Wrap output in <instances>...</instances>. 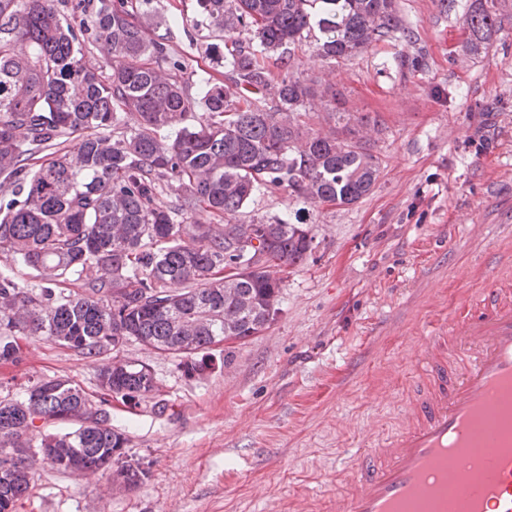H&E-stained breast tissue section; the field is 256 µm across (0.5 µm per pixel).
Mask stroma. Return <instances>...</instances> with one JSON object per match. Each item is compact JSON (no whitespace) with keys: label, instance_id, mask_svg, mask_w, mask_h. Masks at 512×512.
Listing matches in <instances>:
<instances>
[{"label":"stroma","instance_id":"stroma-1","mask_svg":"<svg viewBox=\"0 0 512 512\" xmlns=\"http://www.w3.org/2000/svg\"><path fill=\"white\" fill-rule=\"evenodd\" d=\"M503 28L478 52L464 49L457 16L440 0H397L413 31L419 71L379 72L396 46L380 42L345 65L344 111L376 121L367 144L373 191L348 205L310 207L287 193L256 197L243 223L291 212L306 220L313 251L272 265L282 298L260 335L224 344L193 376L179 360L138 343L121 357L149 366L156 391L136 407L104 409L147 472L128 490L37 460L17 512H323L336 472L394 431L416 372L419 337L477 299L500 273L488 261L499 227L512 225V0ZM177 26H170V17ZM142 24L166 37L195 88L215 78V31L198 0H153ZM97 363L47 341L0 363V400L36 381L64 378L91 399Z\"/></svg>","mask_w":512,"mask_h":512}]
</instances>
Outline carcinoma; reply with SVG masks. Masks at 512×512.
Here are the masks:
<instances>
[{
    "label": "carcinoma",
    "instance_id": "1",
    "mask_svg": "<svg viewBox=\"0 0 512 512\" xmlns=\"http://www.w3.org/2000/svg\"><path fill=\"white\" fill-rule=\"evenodd\" d=\"M150 2L98 0L76 27L55 0H0V253L41 281L36 292L0 270L1 363L20 360L23 340L94 361L131 340L201 371L206 360L195 355L257 336L276 316L281 282L267 263L293 265L312 250L290 213L250 224L237 215L266 193L349 205L376 184L373 156L349 126L300 139L316 91L297 76L296 51L312 39L334 68L377 42L411 39L396 0H200L233 49L224 78L197 93L179 77L183 63L163 68L166 44L145 38L139 15ZM448 11L472 51L501 28L497 0H448ZM19 39L30 47L24 55L14 50ZM88 39L107 68L83 61ZM271 56L278 73L265 66ZM379 66L416 70L421 59L397 53ZM130 116L137 125L127 129ZM167 188L174 199L165 203ZM196 211L226 224L185 223ZM255 242L254 266L234 270L236 252ZM66 282L89 293L56 294ZM98 380L110 398L156 390L141 363H102ZM89 406L70 380L36 383L21 399L0 400V448H55L73 463L114 459L124 485L139 486L145 471L123 461L127 438L107 412L86 414ZM39 415L68 429L43 434ZM30 470L0 478V501L24 498Z\"/></svg>",
    "mask_w": 512,
    "mask_h": 512
}]
</instances>
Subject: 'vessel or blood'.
I'll use <instances>...</instances> for the list:
<instances>
[{
	"label": "vessel or blood",
	"instance_id": "obj_1",
	"mask_svg": "<svg viewBox=\"0 0 512 512\" xmlns=\"http://www.w3.org/2000/svg\"><path fill=\"white\" fill-rule=\"evenodd\" d=\"M398 430L360 449L327 512H512V279L427 337Z\"/></svg>",
	"mask_w": 512,
	"mask_h": 512
}]
</instances>
